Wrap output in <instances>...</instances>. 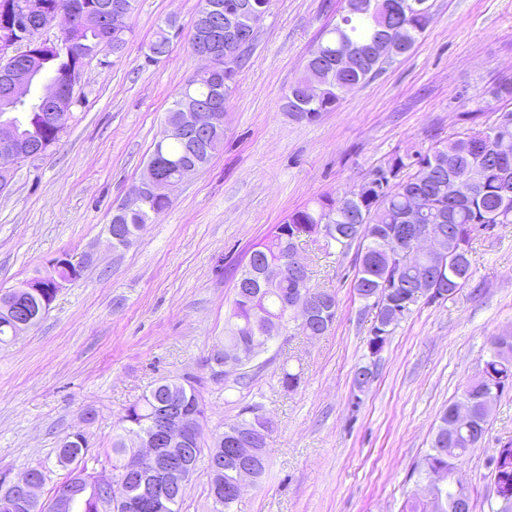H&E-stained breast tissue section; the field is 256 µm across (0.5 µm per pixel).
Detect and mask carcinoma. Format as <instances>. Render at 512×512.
I'll return each instance as SVG.
<instances>
[{
    "mask_svg": "<svg viewBox=\"0 0 512 512\" xmlns=\"http://www.w3.org/2000/svg\"><path fill=\"white\" fill-rule=\"evenodd\" d=\"M81 8L94 17V24L84 28L78 35L80 53H70L68 43L71 37L61 36L63 47L51 50L42 47L35 40L37 22H32L26 34L18 37L21 41V55L13 74L20 75L31 69L46 79L61 77L81 62L97 57L105 44L99 39L98 25L110 14L113 0H80ZM238 0H200L197 17H211L215 24H224V10L210 8L212 4L229 6ZM362 7L352 10L346 6L335 25L322 32L319 38L320 54L316 66L320 68L317 80H312L310 70L303 74L289 87L284 100V108L293 114H303L306 121L313 122L324 112L335 110L345 94L373 78L383 69V64L399 55L407 53L415 44L418 36L424 32L430 20L427 0H360ZM176 28L173 21L165 22L159 28L156 39L149 47L146 58L156 62L167 56L171 43V30ZM378 36L389 39L391 57H369L358 68H345L340 62V55L345 44L369 46ZM242 57H237L227 64L220 74L211 72L205 65H200L192 79L182 89L166 117L173 118L189 105L210 104L219 99L224 101L231 95ZM481 98L495 101L512 100V81H504L490 87L481 94ZM5 113H19L23 117L22 131L25 136L46 147H51L59 140L62 130L47 124L42 107L18 100L0 98V116ZM497 135L500 139L512 141V111L499 115L497 123L482 131L467 134L447 145L433 151L415 150L404 156L393 158L384 166L375 169L355 192L356 200L341 206L342 197L327 193L307 206L289 214L284 222L276 225L269 240L257 247L263 261L276 265L284 255L289 237L303 235H321L328 225L339 226L347 239L336 238L334 242L342 248L351 245V240L361 238L368 242L365 252L360 254L358 277L355 290L366 291L372 295L373 306L377 316L391 318L399 302L410 296L413 286L429 271L430 260L418 257L404 262L399 267L402 287L388 291L378 287V279L388 273L389 259L385 252L395 246L393 239L403 224H439L441 215L448 210V203L456 199L453 182L471 176L479 178V186L473 194L464 198L456 210V216L450 229L452 237L462 242L466 256L462 260V270L471 272L469 245L472 234L471 224H484L490 230L499 224H512V200L504 202L498 193L497 183L501 177L499 159L491 152L490 146L481 136ZM224 143V128L211 130L203 143L192 146V142L173 136L163 141H156L153 154L165 161L161 180L176 178L179 170L187 163L205 166L213 154ZM413 173L402 176L407 170ZM147 203L133 209L119 211L112 216V222L130 227L133 233H139L154 216L165 211L169 205L164 195L152 187L147 191ZM54 276L48 271L41 277L42 287L28 292L15 288L8 290L3 297L10 303H0V344L6 345L14 340V314L22 308L38 325L50 309L57 293L53 288ZM295 287V282L288 274L268 283L261 288V293L254 294V281L243 283L236 289V297L231 307L227 325L224 328V346L231 347L245 338L250 325L258 320L271 317L284 318L283 301L288 298ZM336 311L318 316L315 320L300 325L307 336H320L333 324ZM497 353L490 354L485 365L469 385L474 396L481 395L483 388L493 383L505 389L512 386V340L496 341ZM178 400L179 407L186 413H193L206 420V404L195 387V380L186 377L183 380H161L155 384L149 394L130 405L122 418L124 434L112 439V469H118L122 461L135 450L128 446L127 440L144 430L153 413L164 404ZM454 405H449L440 417L439 430L432 438L429 451L418 463L416 470L419 478L430 476L437 466L449 471L455 469L456 463L463 459L470 450L467 430L460 431V438L448 444L440 439L441 430L448 426ZM220 451L214 446L204 449L200 443L193 444V451L188 454V462L193 470L207 463L209 455ZM88 444L81 433H73L62 441L57 449V461L70 468L65 487L75 478L83 480L86 492L77 512H100L94 487L99 478V470L88 467ZM493 482L503 492L512 491V443L500 452V465L492 472ZM209 477V494L212 497L213 512H231V504L216 496L218 483L229 485L234 480L233 472L224 471L221 478L213 474ZM443 506H437L429 496L414 491L405 501L402 512H457V502L450 493L442 495Z\"/></svg>",
    "mask_w": 512,
    "mask_h": 512,
    "instance_id": "1",
    "label": "carcinoma"
}]
</instances>
